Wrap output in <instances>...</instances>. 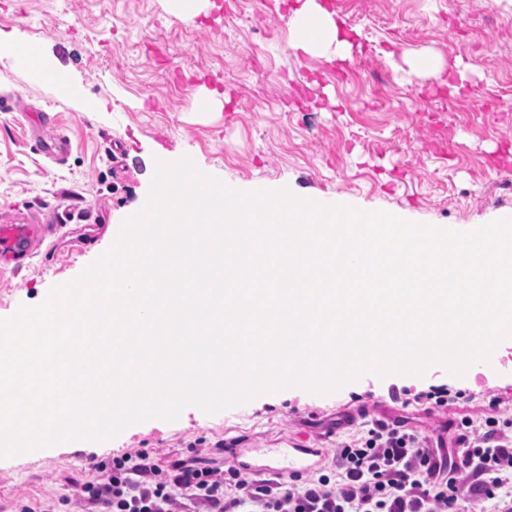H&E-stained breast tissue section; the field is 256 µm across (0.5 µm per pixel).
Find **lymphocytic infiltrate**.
<instances>
[{
	"instance_id": "1",
	"label": "lymphocytic infiltrate",
	"mask_w": 512,
	"mask_h": 512,
	"mask_svg": "<svg viewBox=\"0 0 512 512\" xmlns=\"http://www.w3.org/2000/svg\"><path fill=\"white\" fill-rule=\"evenodd\" d=\"M501 404L462 417L451 448L375 422L337 448L332 476L248 480L196 458L164 468L141 452L97 463L105 479L81 490L103 512H462L468 500L512 512V416Z\"/></svg>"
}]
</instances>
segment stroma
Wrapping results in <instances>:
<instances>
[{
	"label": "stroma",
	"mask_w": 512,
	"mask_h": 512,
	"mask_svg": "<svg viewBox=\"0 0 512 512\" xmlns=\"http://www.w3.org/2000/svg\"><path fill=\"white\" fill-rule=\"evenodd\" d=\"M354 33L342 76L294 46L289 0H0V223L55 225L43 246L0 265V318L41 303L114 243L145 203L156 161L190 157L242 191L300 198L467 231L512 217V0H329ZM39 48L54 80L11 55ZM443 61L409 74L402 58ZM216 105L202 107L206 92ZM71 142L44 157L27 129ZM499 369L464 376L371 373L319 395L299 388L217 414L187 407L119 436L0 459V512H88L77 485L94 463L138 450L160 465L232 442L323 451L366 422L437 438L444 421L476 415L490 398L512 409V339ZM463 396L437 408L425 393Z\"/></svg>",
	"instance_id": "1"
}]
</instances>
